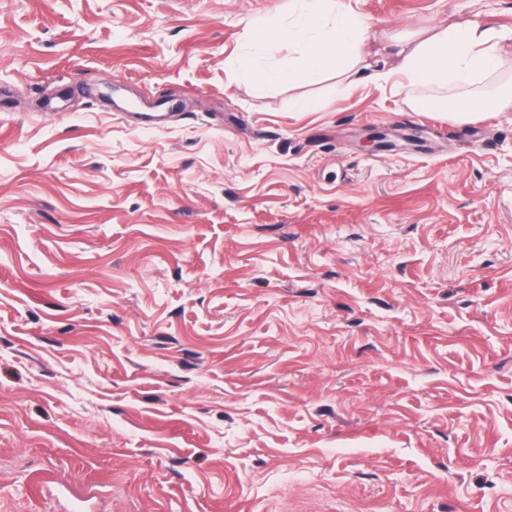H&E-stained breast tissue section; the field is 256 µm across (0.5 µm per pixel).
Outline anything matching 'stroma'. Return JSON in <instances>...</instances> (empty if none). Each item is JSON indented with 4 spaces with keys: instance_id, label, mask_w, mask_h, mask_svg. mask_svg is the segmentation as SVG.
<instances>
[{
    "instance_id": "1",
    "label": "stroma",
    "mask_w": 512,
    "mask_h": 512,
    "mask_svg": "<svg viewBox=\"0 0 512 512\" xmlns=\"http://www.w3.org/2000/svg\"><path fill=\"white\" fill-rule=\"evenodd\" d=\"M347 2L341 92L235 78L289 0H0V512H512V108L398 89L512 0ZM435 102L448 114V118L458 121L475 120L481 112L483 99L470 93L468 90L448 95H436ZM448 112V113H447Z\"/></svg>"
}]
</instances>
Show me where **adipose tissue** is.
Here are the masks:
<instances>
[{
	"instance_id": "ef3b65f1",
	"label": "adipose tissue",
	"mask_w": 512,
	"mask_h": 512,
	"mask_svg": "<svg viewBox=\"0 0 512 512\" xmlns=\"http://www.w3.org/2000/svg\"><path fill=\"white\" fill-rule=\"evenodd\" d=\"M251 26L263 42L284 41L303 51L300 63L277 71L264 68L255 58H241L237 77L257 84L314 83L329 70L340 78L361 72L364 48L372 37L370 25L344 0H291L286 18H257ZM511 40L512 29L476 21L442 27L401 48V89L408 93L418 88L434 90L436 103L450 119L474 120L483 100L469 87L496 72L498 47Z\"/></svg>"
}]
</instances>
